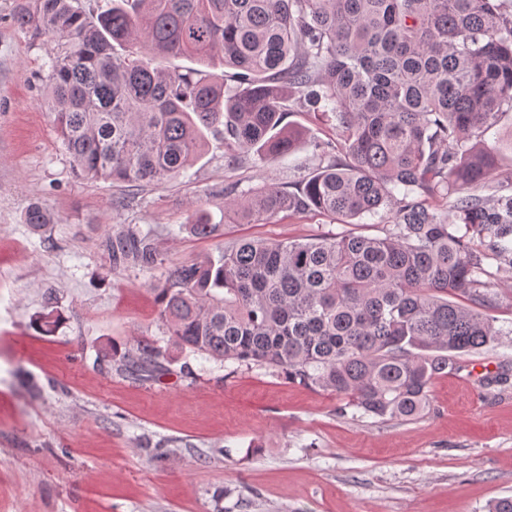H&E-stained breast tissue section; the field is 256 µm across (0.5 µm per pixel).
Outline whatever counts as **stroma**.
Segmentation results:
<instances>
[{"instance_id":"stroma-1","label":"stroma","mask_w":512,"mask_h":512,"mask_svg":"<svg viewBox=\"0 0 512 512\" xmlns=\"http://www.w3.org/2000/svg\"><path fill=\"white\" fill-rule=\"evenodd\" d=\"M20 2L0 0V512H488L512 497V335L436 378L428 412L412 422L342 409L335 395L254 364L191 355L151 381L97 366V347L113 342L172 346L149 289L162 272L111 271L113 225L156 228L167 262L180 263L238 239L380 236L390 216L343 225L311 211L243 224L225 208L253 189L301 183L318 144L338 140L335 122L292 103L283 123L304 138L277 162H227L212 133L181 176L119 205L123 188L73 169L43 94L54 43L16 27ZM485 142L495 180L512 179V112ZM34 202L56 223L31 231ZM199 209L223 236L187 231ZM50 289L64 322L44 336L31 320ZM495 375L505 384H485Z\"/></svg>"}]
</instances>
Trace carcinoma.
I'll return each instance as SVG.
<instances>
[{"mask_svg": "<svg viewBox=\"0 0 512 512\" xmlns=\"http://www.w3.org/2000/svg\"><path fill=\"white\" fill-rule=\"evenodd\" d=\"M14 22L53 38L47 103L83 178L170 181L219 127L225 159L271 162L302 139L282 125L291 99L330 109L340 140L317 145L301 186L225 207L257 223L391 215L382 237L243 239L174 265L154 229L117 225L103 243L112 270H164L152 291L181 350L413 421L432 382L460 370L454 360L503 335L486 313L496 304L486 261L512 269V182L492 183L483 136L512 112V0H112L104 12L92 0H24ZM179 57L201 68L161 65ZM195 216L192 235H224ZM24 222L38 231L54 218L33 203ZM57 304L48 291L32 321L40 334L63 322ZM101 354L143 380L169 361L150 341Z\"/></svg>", "mask_w": 512, "mask_h": 512, "instance_id": "obj_1", "label": "carcinoma"}]
</instances>
